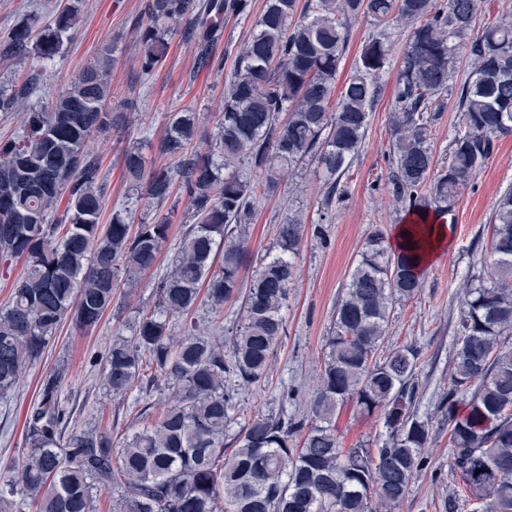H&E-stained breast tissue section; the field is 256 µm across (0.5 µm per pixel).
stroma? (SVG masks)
<instances>
[{"mask_svg":"<svg viewBox=\"0 0 512 512\" xmlns=\"http://www.w3.org/2000/svg\"><path fill=\"white\" fill-rule=\"evenodd\" d=\"M70 0H0V35L33 17L38 25L49 23ZM146 0H82L80 21L65 38L59 53L36 64L29 59L0 55V92L9 94L29 78L37 87L27 100L38 109L49 95L66 89L85 66L92 63L104 38L114 41L120 63L110 76L117 100L133 101V109L119 131L95 137L93 148L102 159L105 181L104 218L127 202L129 186L121 171V156L130 143H138L148 166L159 167L168 159L159 150L168 114L182 107L200 115L201 126L214 133L222 110L224 87L238 53L248 41L265 0H251L248 15L230 19L213 47L212 67H198L194 46L182 33H175L166 59L150 74H142L135 56V27L144 15ZM395 64H387L384 89L372 108L366 139L358 156L340 178V201L331 210H321L316 194L322 183L314 161L296 167L286 185L261 197L250 226L243 280H251L257 255L273 252L276 229L287 208L304 214L303 248L295 260L296 278L285 311L286 332L265 383L240 391L235 410L238 418L257 414L306 412L323 366L325 340L336 303L349 275L360 258L367 238L375 231L392 237L395 228L409 215L386 185L392 151L391 114L394 110ZM444 106L431 128V145L437 165L448 163V143L460 121L456 96L443 99ZM512 188V135L501 136L493 156L473 173L445 218L448 245L424 272L417 295L396 304L388 327L386 344L411 346L420 353L415 381L418 395L414 411L427 421L431 443L425 448L426 464L419 471L395 512H448L449 498H458V512H480L482 505L464 498L462 481L448 460V426L436 407L448 386L458 338L461 284L489 272L491 216L501 192ZM163 251L157 267L149 271L133 297L116 294L111 308L94 328L83 335L62 327L44 356L30 367L14 394L0 401V461L15 456L24 444L23 425L37 397L41 380L56 369H66L62 386L80 412L81 423L111 426L114 438L137 430L134 410L119 401H106L98 373L88 366L101 354L113 336L130 335L142 309L158 305L157 285L170 261ZM294 389L295 401L281 400L284 388ZM341 447L365 445L377 448L387 437L381 415L361 416L345 407L336 420Z\"/></svg>","mask_w":512,"mask_h":512,"instance_id":"1","label":"stroma"}]
</instances>
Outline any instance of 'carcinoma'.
<instances>
[{
    "instance_id": "cac0c4a2",
    "label": "carcinoma",
    "mask_w": 512,
    "mask_h": 512,
    "mask_svg": "<svg viewBox=\"0 0 512 512\" xmlns=\"http://www.w3.org/2000/svg\"><path fill=\"white\" fill-rule=\"evenodd\" d=\"M479 7L480 0H266L224 87L207 148L198 146L199 116L184 108L169 113L160 142L172 165L146 167L136 145L123 154L131 190L146 183L148 203L160 206L178 187L191 206L192 224L159 283L157 308L139 311L133 333L113 337L98 358L105 395H141L143 426L119 444L109 426H78L62 397L66 370L50 373L26 416L24 448L0 464V512H93L104 491L118 496L117 512H392L430 444L428 423L413 411L419 351L384 347L393 306L421 287L428 216L451 212L498 138L512 133V22L501 18L471 38ZM248 8V0H147L134 41L142 71L167 57L179 25L198 65H210L224 18ZM79 15L69 5L35 37L29 25H17L0 52L50 60ZM360 15L378 34L338 89L350 23ZM402 23L409 33L394 81L388 183L398 201L425 216L397 254L380 231L366 240L336 304L309 412L258 414L230 437L237 391L265 381L277 355L303 244L299 214L290 209L276 253L260 257L243 285L257 196L310 159L327 184L321 206H332L381 93L392 52L385 31ZM461 49L472 72L458 89L460 123L448 166L439 169L430 128ZM116 64L112 43L103 42L65 91L27 113L17 139L0 143V264L25 261L0 308L1 398L20 387L64 322L79 335L95 327L118 282L137 287L169 240L168 217L134 222L139 196L101 223L104 180L91 138L119 121L108 107ZM29 92L23 85L1 94L0 112L24 108ZM492 220L493 266L465 284L460 343L438 410L448 423L450 467L466 491L488 512H512V344L505 342L512 335V188L496 200ZM239 298L242 325L226 338L224 304ZM202 304L204 331L196 320ZM154 392L164 395L156 416L147 400ZM466 396L469 410L460 417L456 403ZM347 404L383 415L388 437L380 448L340 447L336 413Z\"/></svg>"
}]
</instances>
